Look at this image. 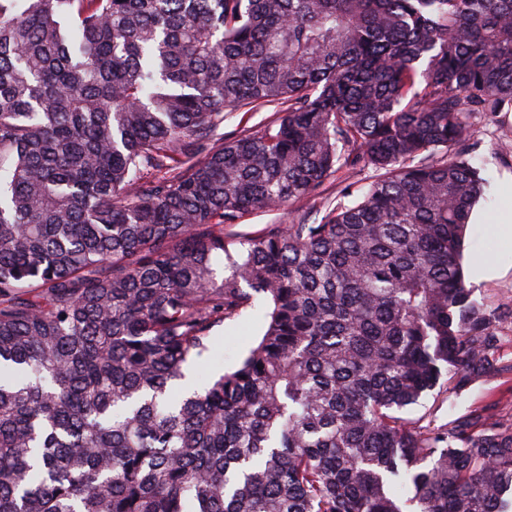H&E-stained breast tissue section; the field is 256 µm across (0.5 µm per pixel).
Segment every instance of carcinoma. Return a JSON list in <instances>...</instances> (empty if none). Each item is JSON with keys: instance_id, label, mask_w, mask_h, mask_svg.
Returning a JSON list of instances; mask_svg holds the SVG:
<instances>
[{"instance_id": "carcinoma-1", "label": "carcinoma", "mask_w": 512, "mask_h": 512, "mask_svg": "<svg viewBox=\"0 0 512 512\" xmlns=\"http://www.w3.org/2000/svg\"><path fill=\"white\" fill-rule=\"evenodd\" d=\"M476 112L512 0H0V512H512L511 404L409 416L512 372L461 265ZM274 112V107L264 108L256 112H248L241 123L240 120L244 112H240L234 117L224 121V135L238 132L244 127L253 131L259 130L266 121L272 118ZM367 176V173L361 171V172H354L349 174V177L344 180L343 182H336L335 181H328L325 183V185L319 190L321 193L318 196H315L314 198H311L308 201H304L303 203L298 204V206H302L303 210L307 209L308 211H311L312 214L315 213L316 210H318L317 215H313L311 217V220L314 218L320 219L323 215V212L319 213V202L320 197L324 196H336V194H339L341 190H343L345 187H347L342 193H344L347 189H350L351 191H355L356 187L363 184L365 182V177ZM341 193V194H342ZM287 215L281 216L272 212H256L244 218V221L234 228L240 233H254L263 230L268 224H287ZM261 323L255 315H245L226 321L224 327L214 332L213 343L217 358L208 366L212 376L218 377L224 369L234 367L246 353L250 343L260 334Z\"/></svg>"}]
</instances>
